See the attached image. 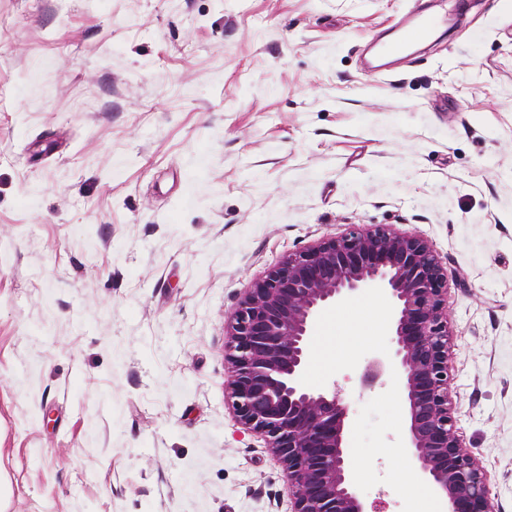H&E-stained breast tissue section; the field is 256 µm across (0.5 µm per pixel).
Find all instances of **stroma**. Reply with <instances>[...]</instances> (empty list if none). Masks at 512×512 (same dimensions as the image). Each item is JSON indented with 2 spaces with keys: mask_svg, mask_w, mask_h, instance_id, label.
<instances>
[{
  "mask_svg": "<svg viewBox=\"0 0 512 512\" xmlns=\"http://www.w3.org/2000/svg\"><path fill=\"white\" fill-rule=\"evenodd\" d=\"M441 2L0 0V512H291L225 397V327L355 224L447 269L458 435L512 512V0L366 69ZM360 306L391 301L322 310L306 380L349 407L367 512H411L432 492Z\"/></svg>",
  "mask_w": 512,
  "mask_h": 512,
  "instance_id": "35a3bbf8",
  "label": "stroma"
}]
</instances>
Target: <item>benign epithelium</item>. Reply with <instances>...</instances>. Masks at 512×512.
Segmentation results:
<instances>
[{"label": "benign epithelium", "instance_id": "1", "mask_svg": "<svg viewBox=\"0 0 512 512\" xmlns=\"http://www.w3.org/2000/svg\"><path fill=\"white\" fill-rule=\"evenodd\" d=\"M388 294L404 405L403 447L449 512H495L484 470L456 433L450 393L448 271L428 241L358 224L284 256L246 292L227 326L226 398L237 422L267 438L283 464L293 512H367L353 490L348 407L310 388L307 339L318 311L351 293Z\"/></svg>", "mask_w": 512, "mask_h": 512}]
</instances>
